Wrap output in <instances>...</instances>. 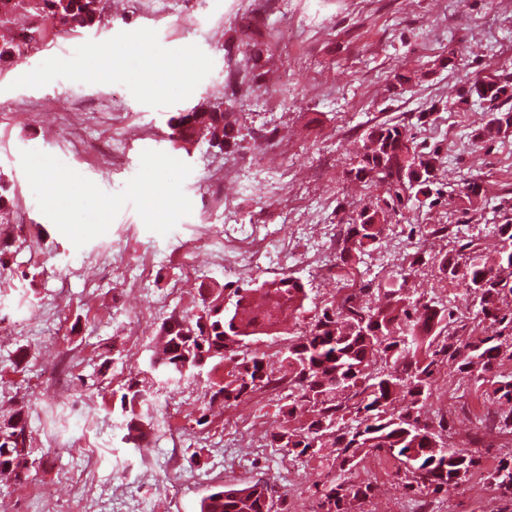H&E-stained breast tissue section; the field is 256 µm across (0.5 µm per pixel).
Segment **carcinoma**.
Returning <instances> with one entry per match:
<instances>
[{
    "mask_svg": "<svg viewBox=\"0 0 512 512\" xmlns=\"http://www.w3.org/2000/svg\"><path fill=\"white\" fill-rule=\"evenodd\" d=\"M101 0H0V27L23 12L29 26L19 35L46 33L44 24L76 33L103 21ZM480 81L494 88L489 103L491 118L475 133L508 134L512 129V81L485 76ZM171 141L186 147L206 140L224 150L238 144L236 113L222 102H208L169 119ZM441 157L427 151L408 134L406 125L383 122L370 129L356 163L348 175L383 190L376 201L356 209L343 230L337 259L354 267L376 248L393 214L416 201L430 206L442 197L438 188ZM14 196L0 177V224L9 223ZM499 261L487 265L478 248L468 242L459 249L431 254L423 249L413 254L408 271L415 272L433 258L441 277L459 281L472 297L476 318L483 330L461 339L450 330L448 308L407 295V277L384 287L386 302L377 307L363 304L352 293L311 317L300 332H288V345L279 352L277 366L244 355V347L255 338L270 335L287 318L306 313L308 294L297 278L283 275L246 288H235L224 305V285H200L198 313H172L157 329L162 348L153 352V363L163 371L183 376L196 369L199 358L206 362L230 361L232 379L211 387L209 403L230 406L238 400L288 388L287 408L280 409L281 422L269 434L270 442L282 443L298 456L336 449L318 498L317 512H344L348 497L371 496L370 483H353L346 473L359 463L361 454L389 456L403 465L408 484L433 493L447 491L465 482L480 459L466 449L435 451L441 432L449 429L445 418L438 427L427 422L425 409L431 382L440 359L461 378L482 389L496 407L492 429L512 434V308L504 301L512 295V222L498 226ZM378 366V372L367 369ZM405 392L407 405L397 410L396 395ZM149 391L141 381H130L120 397L127 413L125 437L140 447L150 422L136 407L144 406ZM306 415L297 428L291 420ZM355 422V427L346 421ZM28 470L24 412L19 408L0 420V474L21 479ZM493 484L504 495H512V463L500 460L490 473ZM287 494L255 482L219 486L200 503V512H288Z\"/></svg>",
    "mask_w": 512,
    "mask_h": 512,
    "instance_id": "1",
    "label": "carcinoma"
}]
</instances>
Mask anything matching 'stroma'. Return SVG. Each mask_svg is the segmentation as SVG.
Returning <instances> with one entry per match:
<instances>
[{
    "label": "stroma",
    "mask_w": 512,
    "mask_h": 512,
    "mask_svg": "<svg viewBox=\"0 0 512 512\" xmlns=\"http://www.w3.org/2000/svg\"><path fill=\"white\" fill-rule=\"evenodd\" d=\"M254 45L263 51L256 73L245 66ZM452 52L461 56L454 68ZM157 60L167 72L149 95L140 79ZM397 72L412 77L401 94L391 87ZM490 74L512 76V0H105L101 25L34 42L0 68V176L15 194L11 221L0 224L10 244L0 266V416L24 409L33 463L26 480L0 477V512H200L211 486L197 475L217 467L225 485L259 480L287 493L288 512H315L318 457L267 439L286 390L204 412L230 364L167 378L150 365L156 330L172 312H196L203 283L288 274L304 283L308 309L336 303L335 271L313 262L337 254L353 207L380 196L347 172L386 120L439 148L444 199L393 218L350 269L352 288L372 301L406 272L421 224L447 229L433 249L472 241L494 256L512 208V134L472 139L488 114L476 98L459 102L469 81ZM206 99L238 113L240 147L173 146L169 117ZM69 101L99 115L81 131L80 153L57 124ZM435 101L439 111L417 124L415 113ZM129 117L150 139L126 129ZM224 164L233 173L211 183L210 170ZM472 181L481 195H468ZM245 236L277 246L259 259L228 253L229 240ZM189 248L190 266L181 258ZM410 285L413 297L471 320L464 285L441 280L436 267L420 268ZM20 348L29 356L19 365ZM134 378L151 397L152 431L140 448L123 439L120 406ZM431 392L428 420L447 417L455 447H471L473 386L443 366ZM91 448L101 463L85 472ZM480 452L482 467L439 494L409 490L395 462L377 473L356 467L352 480L372 483L375 495L351 512H512L489 477L512 459V440L488 433ZM66 470L80 476L82 508L71 506Z\"/></svg>",
    "instance_id": "1"
}]
</instances>
